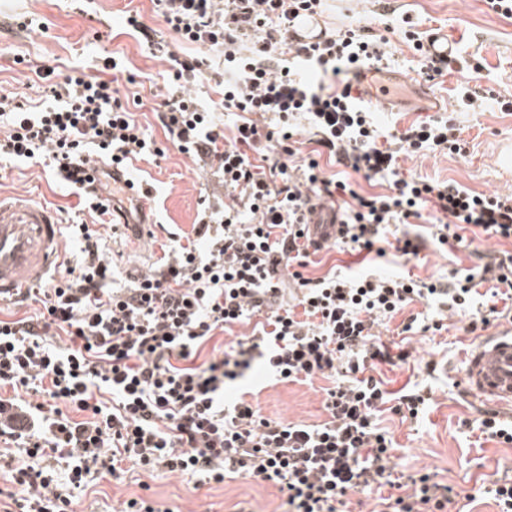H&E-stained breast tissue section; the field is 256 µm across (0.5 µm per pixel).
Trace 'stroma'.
I'll return each instance as SVG.
<instances>
[{
  "label": "stroma",
  "mask_w": 512,
  "mask_h": 512,
  "mask_svg": "<svg viewBox=\"0 0 512 512\" xmlns=\"http://www.w3.org/2000/svg\"><path fill=\"white\" fill-rule=\"evenodd\" d=\"M321 15L328 30H336L349 17H357L385 36L390 70L406 78L407 90L390 106L374 105L372 118L380 132L403 130L411 124L432 120L431 99H439L462 130L465 153L435 152L425 157L399 155L402 173H418L440 180H453L464 189L478 193L512 189V157L503 150L512 145V110L500 109V101H512V18L498 13L490 0H325ZM137 17L143 30L128 24ZM426 33L447 32L456 42L458 62L434 83L418 82L421 57L406 33L409 28ZM195 56L198 45L185 42L167 28L159 0H0V95L39 98L44 84L41 70L55 75L82 67L116 79L121 97H138L137 119L164 149L162 157L139 161L137 178L148 183L152 195L142 204L146 216L143 233L124 226L102 227V243L112 258L116 282L147 269L162 255L171 235L191 232L199 220L204 194L223 198L224 189L203 167L173 145L155 114L169 90L165 51ZM115 59L116 70H103L106 59ZM224 54H210V66L188 78L186 88L200 96L215 112L225 138L234 133L233 116L223 112ZM489 98L490 103L472 110L464 93ZM0 194L52 208L60 223L73 218L79 197L45 172L42 165L8 166L0 171ZM425 247L415 257L399 256L387 250L385 256L355 254L333 247L314 255L304 274L318 278L327 274L359 276H411L441 284L472 273L477 261L474 251L500 258L512 254V242L475 237L472 229L461 230L460 241L439 244L428 224L415 226ZM419 323L443 319L444 327L433 335L405 334L401 327L409 318ZM464 315L441 318L437 305L415 299L390 317L381 318V337L409 351L407 362L379 365L373 376L383 388L396 393L423 389L430 400L423 416L403 418L384 412L381 425L396 446L394 461L399 471L430 472L433 479L453 490L452 512H497L486 492L489 479L512 477V444L483 438L479 430L485 412L493 403L470 397L465 389V365L471 348L482 338L505 325L494 320L482 330L467 333ZM434 371H427V363ZM331 380L318 377L312 382L280 381L255 365L243 380L228 386L227 400L245 397L258 404L272 420L319 425L327 421L325 388ZM498 410V409H495ZM502 420L512 411L498 410ZM149 492L170 512H238L247 501L262 512H278L282 496L278 489L251 480L224 484H196L194 479L159 472L146 476L137 471L123 480L102 479L80 492L87 512H121L124 501Z\"/></svg>",
  "instance_id": "obj_1"
}]
</instances>
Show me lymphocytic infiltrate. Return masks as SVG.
<instances>
[{
  "mask_svg": "<svg viewBox=\"0 0 512 512\" xmlns=\"http://www.w3.org/2000/svg\"><path fill=\"white\" fill-rule=\"evenodd\" d=\"M321 0H163L162 20L204 54H169L171 95L157 118L179 151L215 167L227 200L205 204L189 238L173 237L156 266L115 285L101 234L77 223L82 246L62 277L48 275L20 304L33 314L0 319V460L14 512H77L72 489L91 477L121 478L127 467L189 476L201 483L252 479L278 487L286 512H337L353 493L373 494L395 467L393 441L377 423L382 406L417 417L428 402L418 390L390 399L371 370L406 361L376 333L377 318L414 298L443 312L471 311L473 277L441 286L403 278L304 277L310 237L301 217L314 205L340 203L343 242L372 251L384 224L410 225L431 210L440 243L451 228L475 227L512 240V193L484 194L449 181L403 178L353 79L381 68L385 38L352 20L315 44L288 46L298 11ZM220 51L231 72L225 111L242 113L232 140L212 112L185 92L206 51ZM320 69L310 85L298 66ZM303 115L312 141L386 192L361 196L323 176L317 160L302 173L293 156L292 122ZM391 137L409 153L463 152L453 119ZM163 156L125 104L113 80L75 68L47 83L39 102L0 96V159L44 158L83 196L101 224L112 221L115 179L133 161ZM272 157L270 168L255 162ZM263 316L260 332L242 335L222 357L200 361L216 333ZM277 379L332 380L327 422L272 420L257 405L225 401L227 384L255 363ZM448 485L430 474L408 477L403 492L381 498L383 512H447Z\"/></svg>",
  "mask_w": 512,
  "mask_h": 512,
  "instance_id": "f902f5d3",
  "label": "lymphocytic infiltrate"
}]
</instances>
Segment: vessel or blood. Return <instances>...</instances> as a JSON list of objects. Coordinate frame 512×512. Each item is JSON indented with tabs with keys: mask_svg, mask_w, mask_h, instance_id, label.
Listing matches in <instances>:
<instances>
[{
	"mask_svg": "<svg viewBox=\"0 0 512 512\" xmlns=\"http://www.w3.org/2000/svg\"><path fill=\"white\" fill-rule=\"evenodd\" d=\"M324 35L321 16L303 11L292 22L288 38L296 44H314ZM423 54L439 63L454 59L457 50L447 35L432 33L423 41ZM61 249L60 224L51 209L0 199V297L30 287L55 263ZM466 382L473 398L512 405V326L473 348Z\"/></svg>",
	"mask_w": 512,
	"mask_h": 512,
	"instance_id": "b4317fda",
	"label": "vessel or blood"
}]
</instances>
